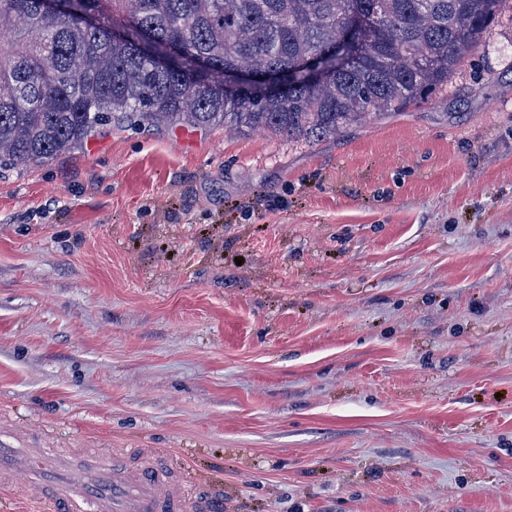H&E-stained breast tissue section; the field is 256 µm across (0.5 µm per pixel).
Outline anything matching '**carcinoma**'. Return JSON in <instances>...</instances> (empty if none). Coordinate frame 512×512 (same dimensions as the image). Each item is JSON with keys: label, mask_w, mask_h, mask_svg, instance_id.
<instances>
[{"label": "carcinoma", "mask_w": 512, "mask_h": 512, "mask_svg": "<svg viewBox=\"0 0 512 512\" xmlns=\"http://www.w3.org/2000/svg\"><path fill=\"white\" fill-rule=\"evenodd\" d=\"M508 0H71L51 15L0 0V166L45 164L100 127L186 123L314 144L448 86ZM368 16L356 63L329 52ZM323 66L317 81L295 70ZM279 74L281 90H224V73Z\"/></svg>", "instance_id": "1"}]
</instances>
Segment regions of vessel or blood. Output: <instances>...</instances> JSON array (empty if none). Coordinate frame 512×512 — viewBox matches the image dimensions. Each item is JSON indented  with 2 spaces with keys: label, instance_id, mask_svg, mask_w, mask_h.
<instances>
[{
  "label": "vessel or blood",
  "instance_id": "obj_1",
  "mask_svg": "<svg viewBox=\"0 0 512 512\" xmlns=\"http://www.w3.org/2000/svg\"><path fill=\"white\" fill-rule=\"evenodd\" d=\"M17 470L60 512H208L207 499L190 495L195 478L189 471L164 484L119 455L87 467L63 458L48 461L33 450L0 448V471Z\"/></svg>",
  "mask_w": 512,
  "mask_h": 512
}]
</instances>
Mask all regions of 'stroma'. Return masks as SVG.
<instances>
[{
	"instance_id": "35a3bbf8",
	"label": "stroma",
	"mask_w": 512,
	"mask_h": 512,
	"mask_svg": "<svg viewBox=\"0 0 512 512\" xmlns=\"http://www.w3.org/2000/svg\"><path fill=\"white\" fill-rule=\"evenodd\" d=\"M0 442L154 448L211 512H512V11L336 138L1 167Z\"/></svg>"
}]
</instances>
